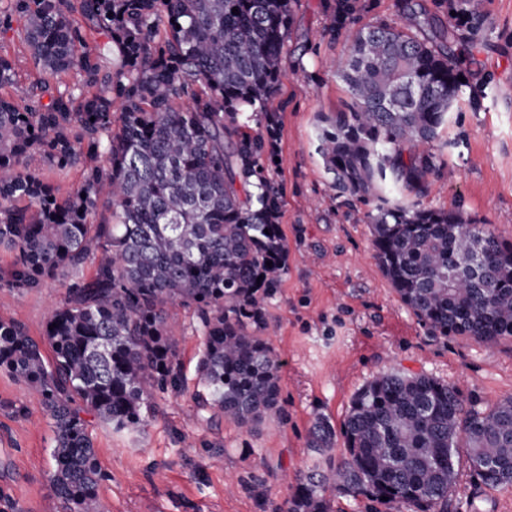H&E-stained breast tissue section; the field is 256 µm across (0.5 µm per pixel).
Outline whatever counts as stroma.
<instances>
[{
	"instance_id": "1",
	"label": "stroma",
	"mask_w": 512,
	"mask_h": 512,
	"mask_svg": "<svg viewBox=\"0 0 512 512\" xmlns=\"http://www.w3.org/2000/svg\"><path fill=\"white\" fill-rule=\"evenodd\" d=\"M491 48L474 49V76L492 73L480 110L460 100L432 150L425 207L459 210L512 241V0H491ZM321 0L294 7L290 56L278 92L275 174L285 185L280 223L288 271L267 307L266 336L281 361L280 412L245 430L204 425L193 398L202 338L191 311L174 308L185 388L156 399L149 426L115 431L93 422L108 512H284L297 476L318 461L308 446L316 417L342 428L354 394L379 373H426L466 403L512 396V340L486 346L434 336L402 303L374 257L367 208L333 186L318 152L319 118L348 100L338 69L346 39L328 41ZM309 54L296 58L300 47ZM65 290L56 281L5 298L0 318L16 319L52 351L44 330ZM53 431L40 396L0 371V493L15 512H66L50 481ZM447 512H512V486L485 487L459 461Z\"/></svg>"
}]
</instances>
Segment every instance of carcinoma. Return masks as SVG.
I'll return each mask as SVG.
<instances>
[{"mask_svg":"<svg viewBox=\"0 0 512 512\" xmlns=\"http://www.w3.org/2000/svg\"><path fill=\"white\" fill-rule=\"evenodd\" d=\"M322 2L325 36H349L339 70L349 100L321 117L318 151L335 187L369 207L383 274L431 335L512 339V242L459 210L388 192L423 193L457 99L468 94L476 111L487 99L492 74L468 75L471 48L489 44L486 0H397L399 22L355 31L368 3ZM294 3L0 0V33H16L38 75L17 102L0 44V250L13 256L0 294L65 288L46 322L53 357L21 322L0 319V370L42 399L50 482L68 512H106L83 414L137 430L158 394L185 385L171 307L193 311L203 336L202 420L250 430L278 410L280 361L263 333L287 248L265 105ZM246 108L267 117L264 130L241 121ZM34 155L77 170V187L58 195L30 170ZM343 435L338 462L334 426L316 419L322 463L297 480L286 512H330L338 494L447 512L462 448L485 486H512V397L468 409L446 382L384 372L352 398Z\"/></svg>","mask_w":512,"mask_h":512,"instance_id":"1","label":"carcinoma"}]
</instances>
